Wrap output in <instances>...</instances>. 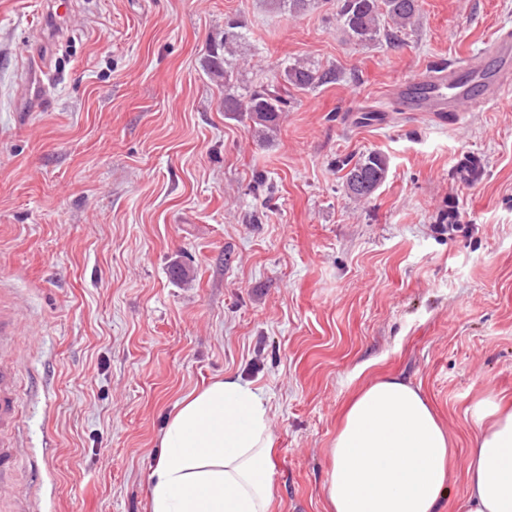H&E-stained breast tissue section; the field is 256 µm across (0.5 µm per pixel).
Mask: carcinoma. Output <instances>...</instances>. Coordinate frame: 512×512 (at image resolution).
I'll use <instances>...</instances> for the list:
<instances>
[{
	"mask_svg": "<svg viewBox=\"0 0 512 512\" xmlns=\"http://www.w3.org/2000/svg\"><path fill=\"white\" fill-rule=\"evenodd\" d=\"M339 17L350 38L360 43L371 42L380 34V22L391 21L390 36L415 26L419 22V0H342ZM241 40L240 23L235 19L224 22V66L236 55ZM336 69L320 68L297 60L283 70V83H267L246 94L229 86L224 75V111L244 114L253 123L255 136L267 139L276 132L281 112L288 107L284 95L286 85L299 90H314L336 82ZM388 162L379 152H370L351 164L343 183L345 193L357 200L368 199L386 180Z\"/></svg>",
	"mask_w": 512,
	"mask_h": 512,
	"instance_id": "obj_1",
	"label": "carcinoma"
}]
</instances>
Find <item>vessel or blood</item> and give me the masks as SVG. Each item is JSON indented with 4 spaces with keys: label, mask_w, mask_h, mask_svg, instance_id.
Instances as JSON below:
<instances>
[{
    "label": "vessel or blood",
    "mask_w": 512,
    "mask_h": 512,
    "mask_svg": "<svg viewBox=\"0 0 512 512\" xmlns=\"http://www.w3.org/2000/svg\"><path fill=\"white\" fill-rule=\"evenodd\" d=\"M27 100L38 103L46 95L44 73L26 65ZM512 90V33H500L485 49L466 61L430 71L426 76L399 83L392 91L396 112H427L439 123L456 119L458 100L478 106L495 103ZM21 338L16 311L0 305V494L5 474L21 460L18 432L23 421L18 390L16 344Z\"/></svg>",
    "instance_id": "obj_1"
}]
</instances>
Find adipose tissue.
<instances>
[{
  "label": "adipose tissue",
  "instance_id": "adipose-tissue-1",
  "mask_svg": "<svg viewBox=\"0 0 512 512\" xmlns=\"http://www.w3.org/2000/svg\"><path fill=\"white\" fill-rule=\"evenodd\" d=\"M150 512H270L273 437L265 394L227 377L190 393L167 422ZM324 484L331 512H438L454 442L421 392L386 376L347 404ZM465 512H512V397L475 416Z\"/></svg>",
  "mask_w": 512,
  "mask_h": 512
}]
</instances>
